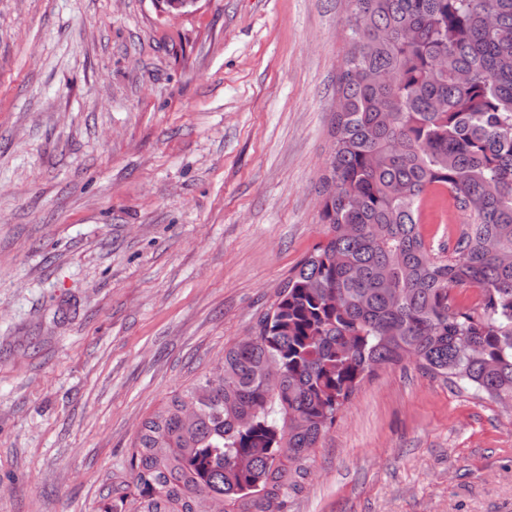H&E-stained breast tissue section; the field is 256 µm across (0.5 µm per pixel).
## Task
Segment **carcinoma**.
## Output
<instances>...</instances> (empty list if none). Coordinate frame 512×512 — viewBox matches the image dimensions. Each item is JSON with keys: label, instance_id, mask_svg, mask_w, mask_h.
Returning a JSON list of instances; mask_svg holds the SVG:
<instances>
[{"label": "carcinoma", "instance_id": "cac0c4a2", "mask_svg": "<svg viewBox=\"0 0 512 512\" xmlns=\"http://www.w3.org/2000/svg\"><path fill=\"white\" fill-rule=\"evenodd\" d=\"M344 2L323 238L251 333L141 422L112 512H288L383 366L512 404V0ZM436 193L464 213L451 247L423 232Z\"/></svg>", "mask_w": 512, "mask_h": 512}]
</instances>
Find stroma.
<instances>
[{"mask_svg": "<svg viewBox=\"0 0 512 512\" xmlns=\"http://www.w3.org/2000/svg\"><path fill=\"white\" fill-rule=\"evenodd\" d=\"M342 0H0V512H104L140 423L322 237ZM289 512H512V408L366 378Z\"/></svg>", "mask_w": 512, "mask_h": 512, "instance_id": "1", "label": "stroma"}]
</instances>
